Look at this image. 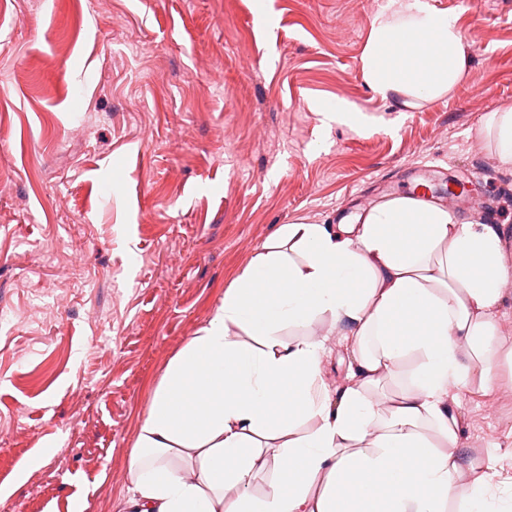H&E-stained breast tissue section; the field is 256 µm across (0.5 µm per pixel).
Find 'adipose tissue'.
<instances>
[{
    "label": "adipose tissue",
    "mask_w": 512,
    "mask_h": 512,
    "mask_svg": "<svg viewBox=\"0 0 512 512\" xmlns=\"http://www.w3.org/2000/svg\"><path fill=\"white\" fill-rule=\"evenodd\" d=\"M466 48L454 15L391 0L363 76L382 96L432 100L461 81ZM505 272L493 226L422 196L357 224L279 225L169 361L122 512H512V476L463 461L448 402L512 370L495 319ZM328 334L351 353L333 391ZM385 379L402 386L376 398Z\"/></svg>",
    "instance_id": "obj_1"
}]
</instances>
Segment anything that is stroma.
Wrapping results in <instances>:
<instances>
[{
  "instance_id": "1",
  "label": "stroma",
  "mask_w": 512,
  "mask_h": 512,
  "mask_svg": "<svg viewBox=\"0 0 512 512\" xmlns=\"http://www.w3.org/2000/svg\"><path fill=\"white\" fill-rule=\"evenodd\" d=\"M0 0V512H116L169 360L273 230L427 182L501 236L512 343V0L456 15L468 72L420 106L362 74L380 0ZM365 122L325 124L336 99ZM110 183L112 196L98 188ZM466 459L512 473V379L458 390ZM486 129L494 137L496 153L504 164H512V106L491 112Z\"/></svg>"
}]
</instances>
